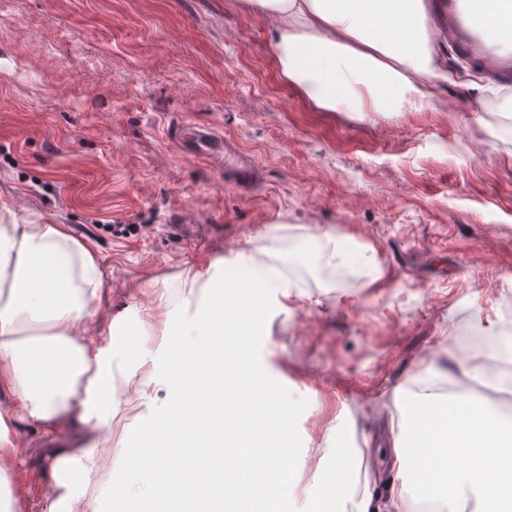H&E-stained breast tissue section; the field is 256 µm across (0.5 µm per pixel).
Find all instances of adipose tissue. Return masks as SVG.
Here are the masks:
<instances>
[{
  "mask_svg": "<svg viewBox=\"0 0 512 512\" xmlns=\"http://www.w3.org/2000/svg\"><path fill=\"white\" fill-rule=\"evenodd\" d=\"M243 9L279 23L273 48L282 76L304 88L323 109L347 112H397L422 101L433 104L435 82H451L431 16L438 0H240ZM472 13L488 33L492 52L512 49V0H473ZM324 246L306 243L281 253V275L265 269L252 277L254 287L277 283L283 288L317 271L337 280L357 264L351 246L326 234ZM102 294V272L92 253L64 225L0 223V358L13 370L0 378V389L16 398L25 420L46 434L69 423L91 427L99 437L112 432V414L122 402L123 388L138 378L140 399L150 403L146 433H155L169 414V402L154 403L151 384L164 382L170 395L181 392L176 379L182 367L185 337L194 325L173 328L169 345L156 352L129 346L115 332L99 339L81 338L77 327L91 317ZM453 379L429 366L410 380L405 392L414 407L397 402L390 422L393 466L402 483L392 505L396 512H416L425 498L442 504L455 490L442 482L405 481L414 460L432 459L436 473L457 472L460 449L482 440L479 464L469 465V479L480 480L483 493L474 512H512V484L504 482L499 446L512 440L507 418L478 400L457 404L442 395ZM417 409L424 423L449 417L463 428L448 442L417 443L404 417ZM99 448L90 444L55 453L47 461L53 493L46 512H97L103 491L124 488L144 496L150 488L124 464L101 470ZM350 454L336 455V501L340 512H382L369 488L351 482Z\"/></svg>",
  "mask_w": 512,
  "mask_h": 512,
  "instance_id": "obj_1",
  "label": "adipose tissue"
}]
</instances>
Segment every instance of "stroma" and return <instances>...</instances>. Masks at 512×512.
<instances>
[{"instance_id":"stroma-1","label":"stroma","mask_w":512,"mask_h":512,"mask_svg":"<svg viewBox=\"0 0 512 512\" xmlns=\"http://www.w3.org/2000/svg\"><path fill=\"white\" fill-rule=\"evenodd\" d=\"M274 35L239 0H0V218L65 225L102 271L98 331L157 348L216 265L269 267L327 231L360 245L375 277L274 290L264 366L309 402L292 483L309 512L327 510L339 446L387 503L394 388L431 362L462 378L473 336L512 324V118L449 44L459 81L437 86L438 107L325 111L283 79ZM186 123L223 135L227 154L180 147L170 131ZM142 308L154 330L137 327ZM138 389L112 416L103 469L151 412ZM0 418V468L26 487L13 512H44V459L91 433L45 435L5 391Z\"/></svg>"}]
</instances>
